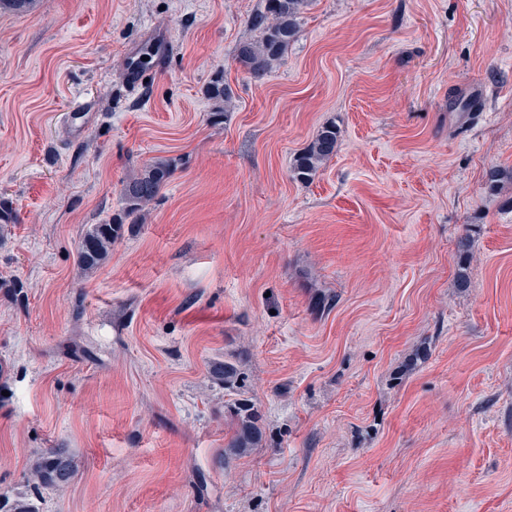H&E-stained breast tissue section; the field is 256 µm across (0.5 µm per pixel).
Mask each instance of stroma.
<instances>
[{
    "instance_id": "35a3bbf8",
    "label": "stroma",
    "mask_w": 512,
    "mask_h": 512,
    "mask_svg": "<svg viewBox=\"0 0 512 512\" xmlns=\"http://www.w3.org/2000/svg\"><path fill=\"white\" fill-rule=\"evenodd\" d=\"M260 7L0 15V501L61 448L75 475L39 512H512V182L491 180L512 169V0H310L254 80L235 48ZM78 94L96 118L75 135ZM328 124L334 155L294 180ZM160 160L157 199L82 273L83 232ZM217 359L262 415L242 456Z\"/></svg>"
}]
</instances>
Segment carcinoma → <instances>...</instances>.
<instances>
[{
    "instance_id": "cac0c4a2",
    "label": "carcinoma",
    "mask_w": 512,
    "mask_h": 512,
    "mask_svg": "<svg viewBox=\"0 0 512 512\" xmlns=\"http://www.w3.org/2000/svg\"><path fill=\"white\" fill-rule=\"evenodd\" d=\"M37 0H0V14H23L33 9ZM308 0H264V7L251 18V26L259 31L257 40L246 39L238 43L235 60L253 79L266 76L287 53L299 34L298 18ZM214 111L228 112L232 103L231 87L216 80L210 88ZM338 133L333 125L318 131L316 138L292 163V178L306 182L334 154ZM172 168L165 161L146 167L136 178L125 182L121 189L122 213L102 224H92L83 234L77 249L76 262L86 272L96 270L109 256L112 244L123 237L126 221L140 215L146 205L154 201L171 177ZM210 375L224 384L227 390L238 393L243 379L237 367L230 362H214ZM227 417L232 424V434L225 444L224 454L240 456L262 445L264 435L261 415L252 400L240 395L227 404ZM73 462L65 452L50 448L33 463L30 480L35 493L47 488H63L72 477Z\"/></svg>"
}]
</instances>
